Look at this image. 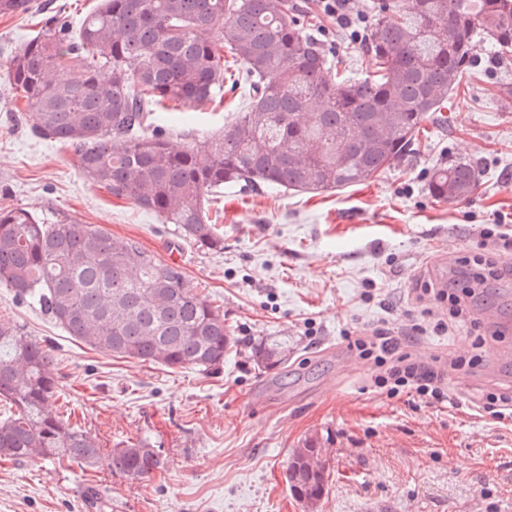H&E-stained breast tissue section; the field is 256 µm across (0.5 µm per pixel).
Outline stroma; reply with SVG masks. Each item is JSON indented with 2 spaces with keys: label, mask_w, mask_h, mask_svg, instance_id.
<instances>
[{
  "label": "stroma",
  "mask_w": 512,
  "mask_h": 512,
  "mask_svg": "<svg viewBox=\"0 0 512 512\" xmlns=\"http://www.w3.org/2000/svg\"><path fill=\"white\" fill-rule=\"evenodd\" d=\"M34 11L0 13V207L22 206L46 223L68 218L137 241L182 266L188 285L224 314L238 339L217 372L118 358L72 340L34 301L0 287V319L48 340L56 357V396L70 420L112 449L144 439L163 469L133 482L105 467L38 458L0 460V512H512V424L477 406L482 390L512 385V275L472 298L495 309L493 338L476 368L449 372L447 403L387 398L375 369L346 348L348 331L389 324L408 333L420 317V282L463 281L450 266L473 249L481 225L512 221V106L495 96L512 83V62L479 49L472 77L448 101V122L426 123L419 143L385 173L350 188L314 195L227 186L210 197L224 249L206 251L174 225L88 182L73 148L43 140L14 122L6 68L47 17L79 29L98 0H36ZM329 58L352 73L371 66L349 31L319 0H296ZM243 90L220 106L182 105L167 126L181 148L231 124ZM455 161L478 166L465 200L427 189L430 171ZM376 286L374 299L364 296ZM288 342V358L258 369L250 347ZM459 333L415 336L417 360L470 351ZM317 437L330 467L326 493L308 509L290 492L292 452ZM99 492L88 504V487Z\"/></svg>",
  "instance_id": "obj_1"
}]
</instances>
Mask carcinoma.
Masks as SVG:
<instances>
[{"instance_id":"1","label":"carcinoma","mask_w":512,"mask_h":512,"mask_svg":"<svg viewBox=\"0 0 512 512\" xmlns=\"http://www.w3.org/2000/svg\"><path fill=\"white\" fill-rule=\"evenodd\" d=\"M361 35L374 68L333 75L306 34L293 0H100L74 32L63 18L13 56L12 88L23 120L43 139L72 146L82 174L117 198L155 212L179 236L224 250L209 193L225 184L327 193L365 182L404 158L423 123L448 122V96L487 44L512 54V0H372ZM240 61L232 80L252 91L249 108L217 136L170 148L153 111L163 101L205 105L224 95V53ZM470 161L433 169L439 199L470 195ZM0 285L32 299L73 339L119 358L171 369L218 370L236 344L224 314L186 282L183 268L136 241L31 211L0 208ZM286 354L252 347L267 369ZM49 341L0 320V458L106 466L133 481L162 468L143 439L108 452L55 406ZM329 463L319 441L294 449L285 480L312 508Z\"/></svg>"}]
</instances>
